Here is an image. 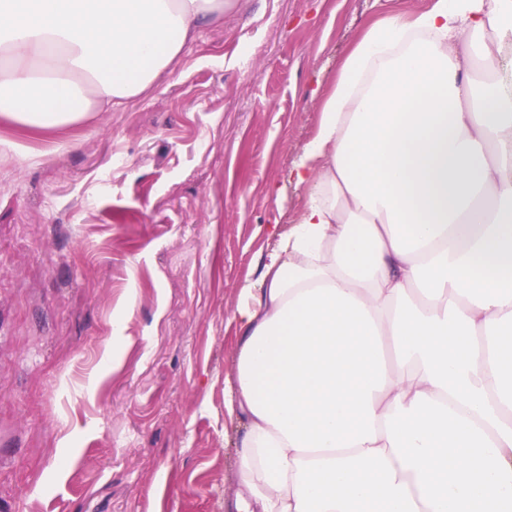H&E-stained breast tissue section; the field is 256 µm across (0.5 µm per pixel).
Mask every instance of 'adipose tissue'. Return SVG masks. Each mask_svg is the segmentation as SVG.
<instances>
[{
  "label": "adipose tissue",
  "mask_w": 512,
  "mask_h": 512,
  "mask_svg": "<svg viewBox=\"0 0 512 512\" xmlns=\"http://www.w3.org/2000/svg\"><path fill=\"white\" fill-rule=\"evenodd\" d=\"M227 6L0 0V116L120 106ZM511 38L512 0H434L342 62L233 315L230 512H512Z\"/></svg>",
  "instance_id": "1"
}]
</instances>
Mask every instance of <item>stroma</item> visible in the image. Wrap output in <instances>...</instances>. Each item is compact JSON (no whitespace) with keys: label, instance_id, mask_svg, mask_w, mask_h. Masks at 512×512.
Wrapping results in <instances>:
<instances>
[{"label":"stroma","instance_id":"1","mask_svg":"<svg viewBox=\"0 0 512 512\" xmlns=\"http://www.w3.org/2000/svg\"><path fill=\"white\" fill-rule=\"evenodd\" d=\"M430 0H236L109 112L0 118V512H224L246 280L366 30Z\"/></svg>","mask_w":512,"mask_h":512}]
</instances>
